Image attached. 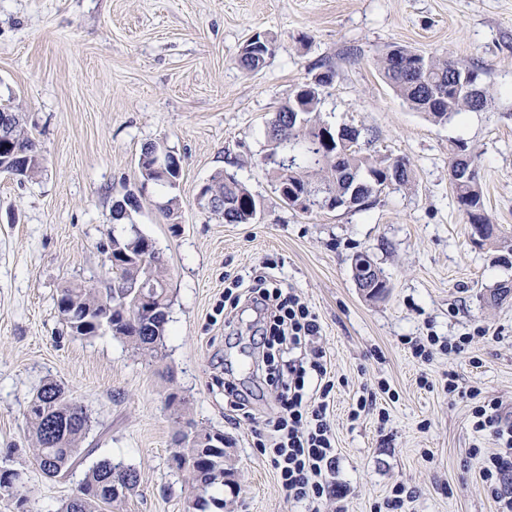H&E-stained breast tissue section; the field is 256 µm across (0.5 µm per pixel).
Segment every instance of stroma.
Here are the masks:
<instances>
[{
	"mask_svg": "<svg viewBox=\"0 0 512 512\" xmlns=\"http://www.w3.org/2000/svg\"><path fill=\"white\" fill-rule=\"evenodd\" d=\"M258 34L273 53L260 70H244L238 56ZM396 47L482 69L492 106L445 123L410 109L375 66ZM328 68L336 76L322 91L323 118L362 127L364 153L408 158L416 183L362 211L306 214L275 190L265 125ZM0 103L22 113L44 158L35 178L0 173V466L19 472L21 491L20 500L0 499V512H59L105 456L139 474L119 512H186L189 490L170 460L189 423L229 442V512H303L256 448L278 412L258 369V317L224 302L235 280L262 273L297 294L320 326L334 384L336 483L346 491L324 498L323 512H374L398 483L416 494L412 512H496L466 450L498 444L473 431V400L443 386L455 373L460 388L512 411V298L487 300L512 283V252L472 240L448 161L466 142L484 210L512 239V0H0ZM150 142L182 158L174 222L156 206L164 189L141 184L138 158ZM219 171L260 200L254 222L227 224L198 205ZM131 191L139 209L113 220V203ZM134 231L155 242L169 271L166 336L154 358L108 332L71 335L57 308L62 288L102 277L112 237ZM359 252L387 282L380 299L353 278ZM466 333L464 353L423 364L407 344ZM47 379L92 421L81 464L57 479L36 469L25 419ZM228 380L252 419L232 407ZM366 389L377 408L351 419ZM172 393L186 401L182 414L168 404Z\"/></svg>",
	"mask_w": 512,
	"mask_h": 512,
	"instance_id": "35a3bbf8",
	"label": "stroma"
}]
</instances>
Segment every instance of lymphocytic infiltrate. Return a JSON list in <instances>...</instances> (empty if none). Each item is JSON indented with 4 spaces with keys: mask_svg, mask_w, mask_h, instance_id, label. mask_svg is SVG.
<instances>
[{
    "mask_svg": "<svg viewBox=\"0 0 512 512\" xmlns=\"http://www.w3.org/2000/svg\"><path fill=\"white\" fill-rule=\"evenodd\" d=\"M245 299L268 313L269 327L260 338L267 383L277 393L278 417L269 435L257 447L267 455L289 498L305 503L308 512H319L328 494L336 489V448L327 420L329 395L326 353L316 343L320 326L308 306L283 289L250 288ZM469 397L477 401L472 411L474 432L489 434L499 444L497 452L468 449L469 457H481L480 476L498 506L512 512V420L501 402L479 400L478 389Z\"/></svg>",
    "mask_w": 512,
    "mask_h": 512,
    "instance_id": "lymphocytic-infiltrate-1",
    "label": "lymphocytic infiltrate"
}]
</instances>
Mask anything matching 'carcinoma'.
<instances>
[{"label": "carcinoma", "mask_w": 512, "mask_h": 512, "mask_svg": "<svg viewBox=\"0 0 512 512\" xmlns=\"http://www.w3.org/2000/svg\"><path fill=\"white\" fill-rule=\"evenodd\" d=\"M270 48L271 42L267 38L253 37L243 47L239 64L248 71L262 68ZM402 52L407 55V66L396 67L388 53L379 59L377 67L409 107L436 123L475 111L468 86L472 80L481 79V70L462 68L447 55L425 56L406 48ZM334 76V71L328 69L318 81L301 86L278 110L272 128L266 130L270 155L278 152V146L274 145L278 137L287 149V165H274L276 185L283 184L286 179L292 192L314 186L337 196L351 187L347 176L355 171L363 184L359 192L365 194L393 170L396 186H414L416 175L407 160L397 164L393 158L366 156L359 147H325L321 135L330 124L321 117L320 95L322 88L332 84ZM10 134L26 154L16 159L12 149L6 147L0 150V166L13 170V174L20 178L37 176L43 168V156L22 117L12 121ZM167 152L169 149L162 144H146L139 156L138 168L143 182L167 190L160 209L174 220L179 211V199L173 190L178 185L179 172L168 168L161 170L155 165V155ZM450 185L457 204L483 209L481 182L452 180ZM206 191L222 202L219 214L224 222L249 224L256 218L259 200L235 176L216 173L206 183ZM139 208L138 197L128 193L113 208V218L119 221L129 211ZM104 253L107 254L105 287L80 282L60 291L57 306L67 329L75 336L92 337L98 334L99 320L102 319L112 325V335L125 339L134 348L158 352L165 336L170 305L168 289L164 288L168 284V269L160 251L150 238L136 231L124 237H112ZM367 259L363 253L355 256L353 275L358 280L380 283V289L370 294V298L377 299L385 291L386 282L380 271L371 269ZM147 277L162 285L155 301L157 314L135 319L131 314L137 287ZM26 424L34 438V460L43 476L49 479L63 476L81 463L80 445L90 430L91 420L86 410L69 398L60 384L47 381L39 388L26 414ZM178 443L180 448L173 455L176 469L183 473L191 487H204L205 505L224 512V499L213 495L215 487L224 485L213 476L216 469L224 467V451L192 448L188 444V434L184 432L179 433ZM18 480V472L0 466V497L18 496L15 491ZM118 480L125 485V492L119 497L112 493V484ZM138 481V473L133 467L102 459L89 468L77 493L62 505L60 512H112V507L134 491Z\"/></svg>", "instance_id": "obj_1"}]
</instances>
